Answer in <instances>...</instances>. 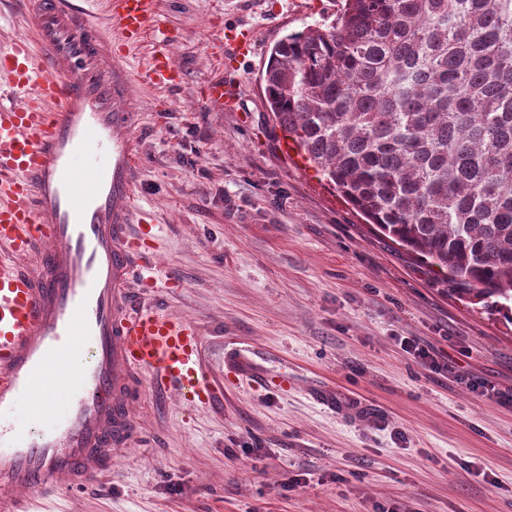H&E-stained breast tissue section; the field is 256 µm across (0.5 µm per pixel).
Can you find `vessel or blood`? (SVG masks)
<instances>
[{"label":"vessel or blood","instance_id":"obj_1","mask_svg":"<svg viewBox=\"0 0 512 512\" xmlns=\"http://www.w3.org/2000/svg\"><path fill=\"white\" fill-rule=\"evenodd\" d=\"M102 2L104 24L93 19ZM27 35L0 44V512L19 492L49 496L106 470L134 437V381L216 399L199 328L129 285L151 269L134 229L133 81L172 87L166 48L130 73L118 51L162 30L156 0H25ZM205 105L235 108L220 80ZM38 253L21 272L15 257ZM28 427L11 418L18 406Z\"/></svg>","mask_w":512,"mask_h":512}]
</instances>
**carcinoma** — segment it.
Returning a JSON list of instances; mask_svg holds the SVG:
<instances>
[{
  "mask_svg": "<svg viewBox=\"0 0 512 512\" xmlns=\"http://www.w3.org/2000/svg\"><path fill=\"white\" fill-rule=\"evenodd\" d=\"M263 81L356 211L512 321V0H344Z\"/></svg>",
  "mask_w": 512,
  "mask_h": 512,
  "instance_id": "cac0c4a2",
  "label": "carcinoma"
}]
</instances>
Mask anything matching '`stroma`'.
Listing matches in <instances>:
<instances>
[{"mask_svg":"<svg viewBox=\"0 0 512 512\" xmlns=\"http://www.w3.org/2000/svg\"><path fill=\"white\" fill-rule=\"evenodd\" d=\"M340 2L159 0L183 80L132 93L133 206L156 243L149 294L201 330L218 403L143 388L134 443L39 512H512V322L357 216L266 102L273 45ZM219 79L237 111L202 105ZM241 355L271 383L239 376ZM401 347L406 353L413 355L414 358L420 359L431 369V371L439 372L443 369L446 371L449 369L456 373V376L461 383L468 384L472 389L478 390L480 386L485 388L484 383L472 382L467 373L458 370V367H456L457 363L453 362L452 359L445 358L444 356H440L439 359L434 351H430L429 349L420 346L415 339L405 337L401 340Z\"/></svg>","mask_w":512,"mask_h":512,"instance_id":"obj_1","label":"stroma"}]
</instances>
